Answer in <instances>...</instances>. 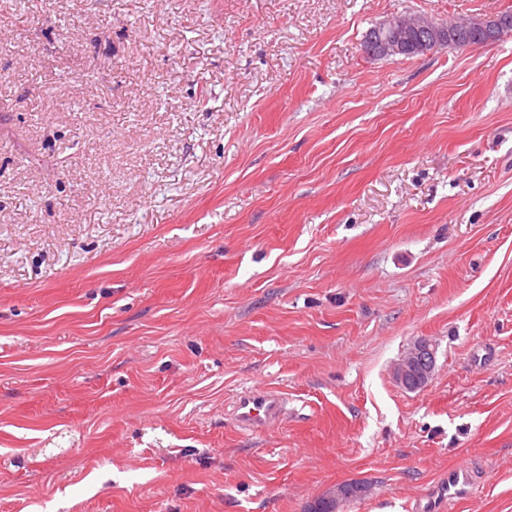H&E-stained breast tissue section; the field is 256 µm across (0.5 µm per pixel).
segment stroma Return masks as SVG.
Returning <instances> with one entry per match:
<instances>
[{
  "label": "stroma",
  "mask_w": 512,
  "mask_h": 512,
  "mask_svg": "<svg viewBox=\"0 0 512 512\" xmlns=\"http://www.w3.org/2000/svg\"><path fill=\"white\" fill-rule=\"evenodd\" d=\"M506 10L0 0V512H512V33L360 49ZM405 15L406 13L396 14L391 18L395 20ZM391 25L390 29L379 30L370 39V45L374 50L382 53L403 50L409 36L414 33L418 36L417 49L424 53L436 49L446 39L448 41V32L435 27L426 15L410 14L397 20V28H395L394 21L391 22ZM436 354V344L430 339L417 340L394 367V381L404 389H411L412 386L425 387L433 375ZM282 410V398L272 391H248L235 403L239 423L249 428H264L276 423ZM476 485V476L472 469L459 468L448 471V498H457L462 494L472 492Z\"/></svg>",
  "instance_id": "1"
}]
</instances>
